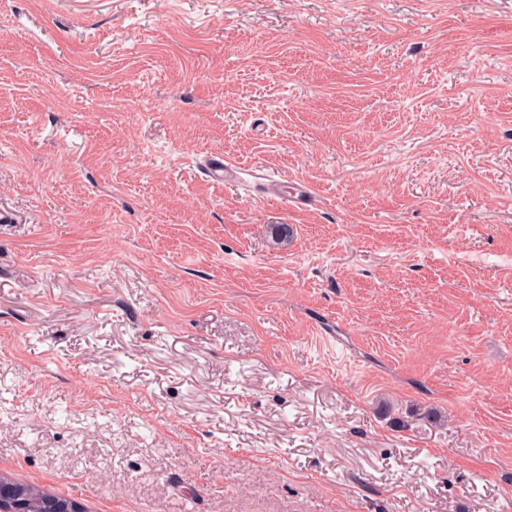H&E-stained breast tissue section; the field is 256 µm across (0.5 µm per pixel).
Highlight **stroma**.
<instances>
[{"label": "stroma", "instance_id": "35a3bbf8", "mask_svg": "<svg viewBox=\"0 0 512 512\" xmlns=\"http://www.w3.org/2000/svg\"><path fill=\"white\" fill-rule=\"evenodd\" d=\"M0 473L512 502V0H0ZM208 177L215 182H225L237 173L235 165L225 161L223 156H213L206 161Z\"/></svg>", "mask_w": 512, "mask_h": 512}]
</instances>
